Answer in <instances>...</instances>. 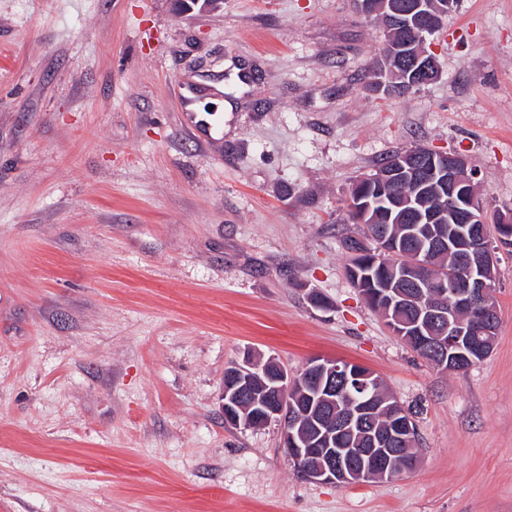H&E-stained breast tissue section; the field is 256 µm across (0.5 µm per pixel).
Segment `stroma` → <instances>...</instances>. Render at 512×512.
Listing matches in <instances>:
<instances>
[{
  "instance_id": "35a3bbf8",
  "label": "stroma",
  "mask_w": 512,
  "mask_h": 512,
  "mask_svg": "<svg viewBox=\"0 0 512 512\" xmlns=\"http://www.w3.org/2000/svg\"><path fill=\"white\" fill-rule=\"evenodd\" d=\"M382 47L355 0H0V512H512V248L496 346L458 372L391 333L343 249L351 184L418 146L512 211V0H457L406 96L371 87ZM198 76L232 105L210 145L176 92ZM249 353L375 371L417 469L311 482L279 423L225 425Z\"/></svg>"
}]
</instances>
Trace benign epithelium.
Listing matches in <instances>:
<instances>
[{"mask_svg":"<svg viewBox=\"0 0 512 512\" xmlns=\"http://www.w3.org/2000/svg\"><path fill=\"white\" fill-rule=\"evenodd\" d=\"M394 55L411 61L413 71L424 82L438 75L436 58L426 50L413 56L397 51ZM397 174L422 185L437 181L448 194V224L452 233L448 235L446 247L454 257L451 269L454 288L448 300L442 295L425 299L423 287H439V282L425 280L418 274L426 252L437 245L432 241L414 259L391 271L392 279L413 284L414 292L388 285L372 290L367 300L388 304L385 314L388 328L400 338L416 339L417 353L423 358L444 371L455 360L465 362L469 368L480 363L471 353L472 338L495 336L498 323L490 299L494 281L487 279V272L494 268V256L485 235L488 218L478 193L475 171L461 154L448 155V162L438 166L428 161L427 153L423 152L418 162L406 155L395 157L387 168L363 177V181L385 184ZM464 183L471 186V194L463 209L456 201V192ZM408 308L414 309V313L405 319L402 311ZM349 366L348 362L334 359L310 361L307 377L317 382L313 396L302 391L300 381L288 376L280 364L269 360L261 367L259 362L247 357L231 368L220 395L224 424L233 428L254 427L253 417L238 413L241 401L251 402L265 422L280 423L282 445L288 457L304 478L317 483L353 485L375 479L391 480L413 471L418 459L407 455L405 448L391 447L392 439L387 435L375 438L371 448L336 447V433L350 431L363 423L360 411L343 414L330 425L322 422L326 414H335L325 404L334 401L336 382L343 380ZM313 411L318 436L305 438L299 430L301 417ZM363 457L368 459L366 467L358 465Z\"/></svg>","mask_w":512,"mask_h":512,"instance_id":"7a95c632","label":"benign epithelium"}]
</instances>
